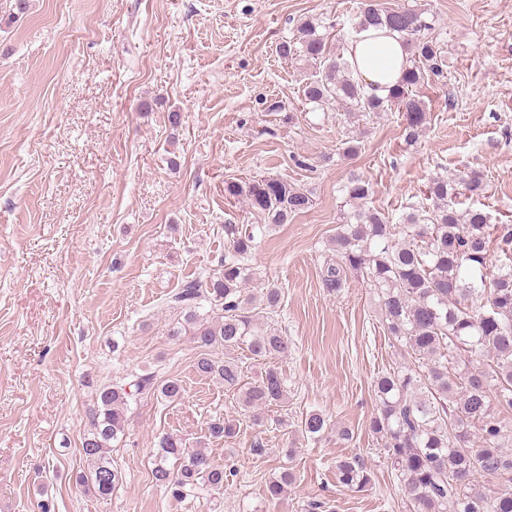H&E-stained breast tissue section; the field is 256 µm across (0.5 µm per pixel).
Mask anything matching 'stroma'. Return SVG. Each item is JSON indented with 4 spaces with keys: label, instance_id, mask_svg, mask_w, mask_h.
Instances as JSON below:
<instances>
[{
    "label": "stroma",
    "instance_id": "1",
    "mask_svg": "<svg viewBox=\"0 0 512 512\" xmlns=\"http://www.w3.org/2000/svg\"><path fill=\"white\" fill-rule=\"evenodd\" d=\"M383 2L437 19L443 73L418 90L427 122L413 144L400 113L306 103L311 63L277 53L306 19L345 51L358 0H0V512H307L312 500L409 512L369 429L374 381L406 352L369 282L351 276L332 294L322 271L353 174L398 223L431 180L475 170L486 193L460 194L457 210L512 226V0ZM262 176L308 189L314 205L256 235L253 285L279 289L275 326L293 344L278 363L288 403L256 426L196 373L189 338L168 336L164 302L217 273L225 225L263 223L224 197L225 182ZM145 372L180 379L184 396L142 400L112 447L122 482L98 497L76 481L87 412L100 386ZM313 409L333 427L316 441L298 428ZM217 417L239 420L233 439L210 438ZM166 434L230 464L223 493L179 501L155 485ZM350 455L372 474L366 491L336 481ZM285 466L295 483L269 503L265 484Z\"/></svg>",
    "mask_w": 512,
    "mask_h": 512
}]
</instances>
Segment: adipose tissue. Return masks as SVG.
<instances>
[{"instance_id": "ef3b65f1", "label": "adipose tissue", "mask_w": 512, "mask_h": 512, "mask_svg": "<svg viewBox=\"0 0 512 512\" xmlns=\"http://www.w3.org/2000/svg\"><path fill=\"white\" fill-rule=\"evenodd\" d=\"M354 75L365 91L387 95L398 84L409 65V50L401 34L381 28H368L348 48Z\"/></svg>"}]
</instances>
